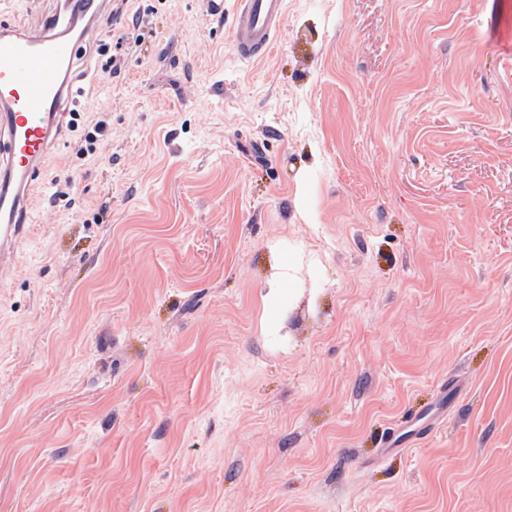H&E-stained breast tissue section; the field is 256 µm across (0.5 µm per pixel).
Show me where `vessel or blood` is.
<instances>
[{
  "instance_id": "b4317fda",
  "label": "vessel or blood",
  "mask_w": 512,
  "mask_h": 512,
  "mask_svg": "<svg viewBox=\"0 0 512 512\" xmlns=\"http://www.w3.org/2000/svg\"><path fill=\"white\" fill-rule=\"evenodd\" d=\"M285 5L241 0L231 35L237 57L252 60L272 49ZM109 13V0H64L40 26L21 16L0 26V273L36 221L29 199L65 134L80 49L99 40Z\"/></svg>"
}]
</instances>
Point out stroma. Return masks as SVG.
<instances>
[{
  "mask_svg": "<svg viewBox=\"0 0 512 512\" xmlns=\"http://www.w3.org/2000/svg\"><path fill=\"white\" fill-rule=\"evenodd\" d=\"M239 3L112 0L82 56L0 286V512H512V0H288L252 63Z\"/></svg>",
  "mask_w": 512,
  "mask_h": 512,
  "instance_id": "obj_1",
  "label": "stroma"
}]
</instances>
